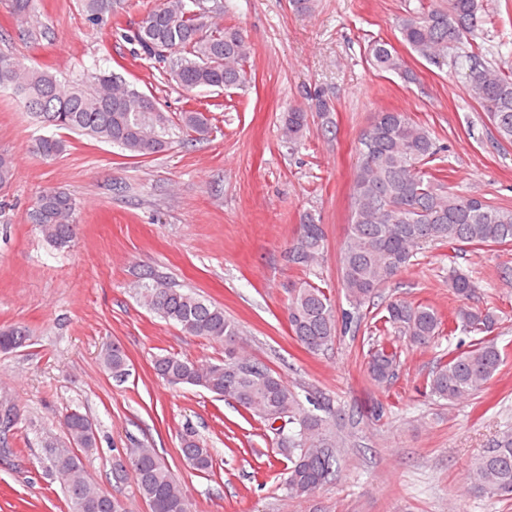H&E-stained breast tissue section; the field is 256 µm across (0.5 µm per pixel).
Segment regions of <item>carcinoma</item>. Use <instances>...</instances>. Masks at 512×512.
Wrapping results in <instances>:
<instances>
[{
  "instance_id": "cac0c4a2",
  "label": "carcinoma",
  "mask_w": 512,
  "mask_h": 512,
  "mask_svg": "<svg viewBox=\"0 0 512 512\" xmlns=\"http://www.w3.org/2000/svg\"><path fill=\"white\" fill-rule=\"evenodd\" d=\"M89 20L112 15L113 0H82ZM221 6L211 0H162L149 10L138 27L122 34L134 45L133 54L158 64L186 93L197 88H240L247 77L244 64L251 45L238 30L216 22ZM10 13L19 26L38 23L35 0H10ZM485 21L482 0H445L427 12H409L397 21L401 41L417 57L440 63L451 50H464L465 79L471 96L480 104L500 141L512 144V70L490 64L475 34ZM373 67L396 74L406 82L415 74L394 46L376 41L369 48ZM0 91L22 98L25 108L40 123L120 146L132 157L151 155L170 144L171 120L158 103L114 71H95L67 81L47 69L0 54ZM320 119L323 135L336 133L331 106L319 94L309 107L293 105L282 113L280 136L293 149L310 131V118ZM178 125L198 138L208 134V119L196 110L179 114ZM65 150L53 136L37 139L33 153L51 160ZM359 165L351 186L348 233L339 257V284L348 308L336 316L329 292L299 280L288 288L287 320L293 339L311 354L336 340L339 332L359 329L364 309L374 303L379 289L412 265L418 251L429 245L461 243L475 249L512 246V208L479 197L448 191L443 180L427 170L440 152L425 125L406 112L381 110L361 134ZM15 176L13 159L0 154V187ZM76 202L60 189H42L27 212L50 244L64 248L75 239ZM326 232L319 218L304 216L297 236L288 246V263L309 270L326 249ZM135 297L147 310L189 336L224 345V359L203 362L175 354L155 357V374L174 385L201 388L231 399L272 427L275 445L288 459L285 489L288 496L308 499L336 476L338 448L343 441L331 428L330 403L310 394L300 398L280 375L262 362L244 356L239 348L240 329L224 315V308L181 287L152 270L134 285ZM448 288L461 298L476 287L468 276L454 271ZM498 317L490 309L458 307L444 317L429 304L396 299L383 307L372 328L383 335L370 350L366 371L379 385L392 383L399 374L400 339L421 347L462 329L472 337L466 348H448L426 379V394L454 404L481 394L499 374L505 353L492 333ZM30 340L23 326L0 330V351L22 347ZM103 368L121 379L128 373V357L121 344L108 346ZM67 440L46 439L43 448L51 473L60 480L68 512H129L126 502L103 491L87 475L82 454L97 445L96 435L83 432L86 417L65 415ZM282 419L284 424L274 427ZM180 452L193 470L209 473L213 455L194 432L180 437ZM127 470L112 469V480H132L150 512H194L183 491L155 449L136 444L124 450ZM471 488L491 495L512 494V433H506L469 469Z\"/></svg>"
}]
</instances>
